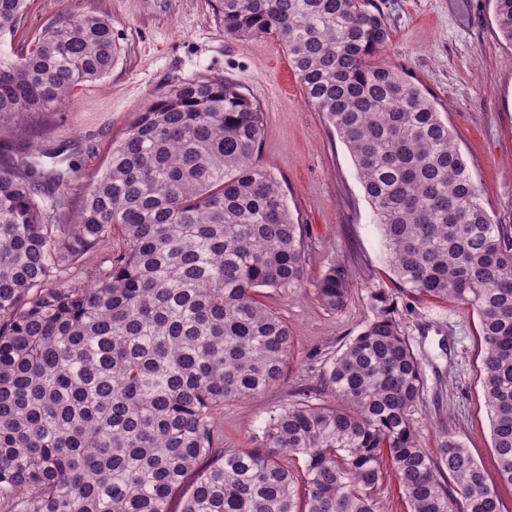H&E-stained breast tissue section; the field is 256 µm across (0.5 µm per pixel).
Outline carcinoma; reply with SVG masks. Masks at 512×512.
Masks as SVG:
<instances>
[{
  "mask_svg": "<svg viewBox=\"0 0 512 512\" xmlns=\"http://www.w3.org/2000/svg\"><path fill=\"white\" fill-rule=\"evenodd\" d=\"M27 2L0 0V38ZM492 2L512 44V0ZM214 11L227 37L284 44L305 102L351 155L402 291L476 312L500 484L452 432L420 445L421 361L382 289L321 396L280 409L254 448L218 447L224 403L277 385L293 348L260 289L298 284L309 253L258 157L264 113L235 84L202 79L140 112L77 204L65 150L0 155V512H375L388 470L409 512H503L512 227L484 207L432 95L373 61L389 31L370 0H215ZM120 53L111 19L70 13L1 55L0 129L18 133L19 118L103 79ZM96 249L109 266L76 277ZM317 295L343 307L347 271L329 268Z\"/></svg>",
  "mask_w": 512,
  "mask_h": 512,
  "instance_id": "cac0c4a2",
  "label": "carcinoma"
}]
</instances>
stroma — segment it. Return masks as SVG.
<instances>
[{
    "label": "stroma",
    "mask_w": 512,
    "mask_h": 512,
    "mask_svg": "<svg viewBox=\"0 0 512 512\" xmlns=\"http://www.w3.org/2000/svg\"><path fill=\"white\" fill-rule=\"evenodd\" d=\"M373 4L390 32L377 61L405 69L433 95L485 208L496 223L512 225V44L500 35L490 0ZM71 11L110 18L121 45L105 78L77 87L63 105L22 124L27 148L78 146L67 183L72 200L82 197L88 174L104 169L113 143L139 112L182 83L218 78L262 108L261 161L305 226L310 260L302 281L264 291L294 337L283 378L262 394L225 404V449L253 447L275 411L312 395L338 351L372 319L370 289L382 288L421 357L425 391L413 422L422 447L436 448L453 432L495 474L477 316L457 301L400 292L350 154L323 113L305 102L280 40L225 37L211 0H29L17 32L0 40V54L18 50ZM334 265L347 270L351 283L345 306L336 310L323 306L316 291Z\"/></svg>",
    "instance_id": "obj_1"
}]
</instances>
